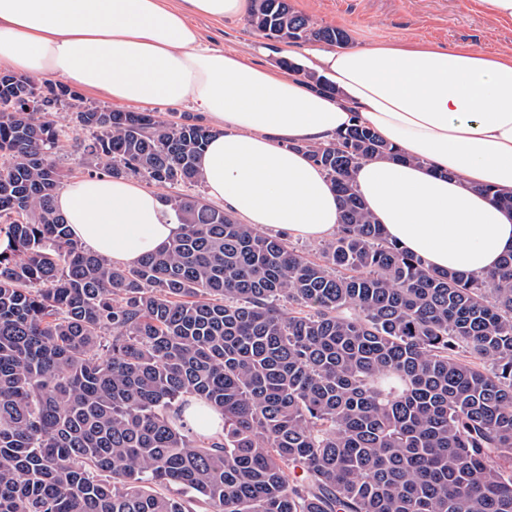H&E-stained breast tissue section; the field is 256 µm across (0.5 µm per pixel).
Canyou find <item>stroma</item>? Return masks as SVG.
<instances>
[{
  "mask_svg": "<svg viewBox=\"0 0 512 512\" xmlns=\"http://www.w3.org/2000/svg\"><path fill=\"white\" fill-rule=\"evenodd\" d=\"M296 10L313 20L345 29L354 48L395 41H428L452 46L467 44L477 49L512 52V21L498 20L480 12L474 0H291ZM205 42L224 50L233 49L262 66H279L287 56L302 57L301 46L266 45L256 53L262 38L248 24L246 17L195 21ZM57 119L64 124L69 138L55 155V162L69 179L86 176L77 141L86 139L71 112L59 109Z\"/></svg>",
  "mask_w": 512,
  "mask_h": 512,
  "instance_id": "stroma-1",
  "label": "stroma"
}]
</instances>
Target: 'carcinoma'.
<instances>
[{
  "label": "carcinoma",
  "instance_id": "obj_1",
  "mask_svg": "<svg viewBox=\"0 0 512 512\" xmlns=\"http://www.w3.org/2000/svg\"><path fill=\"white\" fill-rule=\"evenodd\" d=\"M248 24L349 42L290 0H253ZM26 97L69 102L91 172L156 186L202 182L215 133L0 84V512H512V253L465 276L389 239L353 174L395 146L352 124L305 147L339 203L316 259L177 195L181 235L115 266L56 209L66 136ZM484 192L512 210V189ZM190 398L223 433L186 424Z\"/></svg>",
  "mask_w": 512,
  "mask_h": 512
}]
</instances>
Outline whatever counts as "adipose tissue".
Masks as SVG:
<instances>
[{
	"instance_id": "obj_1",
	"label": "adipose tissue",
	"mask_w": 512,
	"mask_h": 512,
	"mask_svg": "<svg viewBox=\"0 0 512 512\" xmlns=\"http://www.w3.org/2000/svg\"><path fill=\"white\" fill-rule=\"evenodd\" d=\"M252 0H0V68L63 81L126 105L184 104L219 129L199 159L207 193L284 239L335 234L336 193L304 153L353 123L399 148L365 161L359 193L386 235L437 270L480 275L512 252V55L472 47L310 45L304 72L205 45L191 17L235 18ZM328 79L335 94L311 87ZM55 205L72 237L115 265L137 264L181 232L157 191L98 174Z\"/></svg>"
}]
</instances>
